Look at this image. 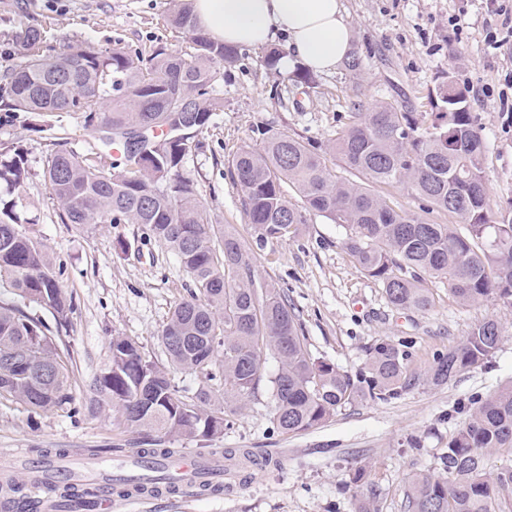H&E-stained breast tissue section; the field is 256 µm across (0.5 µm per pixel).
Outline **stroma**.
<instances>
[{
  "instance_id": "1",
  "label": "stroma",
  "mask_w": 512,
  "mask_h": 512,
  "mask_svg": "<svg viewBox=\"0 0 512 512\" xmlns=\"http://www.w3.org/2000/svg\"><path fill=\"white\" fill-rule=\"evenodd\" d=\"M174 0H0V71L17 62L23 49L15 31L35 26L45 35L40 46L54 56L66 47L90 44L102 51L163 48L188 50L186 34L167 17ZM359 71L339 65L313 73L310 86H294L293 69L266 67V48H242L239 61L220 66L217 91L224 101L208 128L196 133L180 169L192 180L214 222L228 224L244 242L252 230L233 188L228 161L243 145L261 148L259 131L326 146L356 105L381 100L407 112L430 111V97L446 72L469 90V110L487 145L484 175L490 203L512 206V129L501 110L500 91L512 89V40L499 48L486 40L491 16L486 0H342ZM465 11L467 27L456 35L448 17ZM20 149L29 177L18 208L27 231L65 269L64 286L76 300L67 340L75 377L71 394L79 415L68 410L33 414L0 398V454L37 449L106 450L115 460L138 449L140 435L124 427L104 403L93 400L92 380L104 372L115 336L133 339L145 355L163 359L160 330L176 303L186 297L190 279L175 258L149 239L139 224L60 223L57 204L43 178L49 154L57 149L99 158L109 168L117 152L101 157L83 130L79 112L38 115L0 109V149ZM379 194L401 211L435 224L452 223L443 212L425 209L405 185H383ZM337 224L309 216L291 240L255 250L256 276L283 289L294 306L311 352L357 371L376 340L411 343L410 368L423 373L434 353L462 340L485 319L498 322L504 339L489 367L462 373L447 385H417L399 398L348 405L323 426L298 435L271 428L273 402L267 391L241 414L232 416L214 447L248 449L252 463L225 472L229 492L198 490L140 499L120 497L112 512H352L351 496L341 490L350 469L365 463L375 470L382 512H405L404 492L418 472H436L439 457L460 408L475 394H489L512 382V307L488 300L463 306L447 285L425 278L433 296L424 313L391 306L380 286L343 248ZM417 437L420 449L410 448Z\"/></svg>"
}]
</instances>
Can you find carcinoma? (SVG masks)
<instances>
[{
    "label": "carcinoma",
    "instance_id": "carcinoma-1",
    "mask_svg": "<svg viewBox=\"0 0 512 512\" xmlns=\"http://www.w3.org/2000/svg\"><path fill=\"white\" fill-rule=\"evenodd\" d=\"M170 25L189 36L195 54H142L120 47L110 52L82 47L55 56L58 72L32 51L42 42L35 27L15 32L26 53L0 74V105L11 112H81L84 129L121 157L105 171L72 150L47 158L44 180L63 224H141L169 249L192 288L164 323L160 342L166 361L142 354L124 336L110 343L111 361L90 389L114 407L123 423L145 435L141 458L148 474L119 478L118 496L175 494L179 483L158 462L180 454L175 443L210 441L224 435L229 414L242 413L260 387L274 401L273 429L297 434L332 419L339 409L364 399L397 398L418 381L441 386L490 362L503 341L498 323L475 324L465 339L436 353L424 376L410 370L408 346L380 339L369 346L364 368L349 372L307 349L295 308L286 294L255 277L252 252L227 225L213 222L194 183L179 169L189 142L171 138L186 119L200 131L221 110L214 94L218 63L239 60L236 47L217 44L197 26L189 0L174 5ZM432 111L417 117L379 101L352 112L331 143L355 184L333 174L304 141L262 133V148H241L228 172L253 229L256 247L294 237L307 216H322L344 229L342 245L377 281L396 309L426 312L432 306L424 277L439 279L462 305L494 298L512 306V210L493 211L484 180L486 145L469 112L467 90L448 73L431 99ZM149 133L150 152L126 155L130 132ZM19 149L0 153V184L20 191L28 178ZM405 183L431 210L449 213L456 224H432L396 210L371 186ZM294 188L301 204L288 200ZM17 201L0 198V397L34 413L72 404L70 345L63 338L75 301L40 242L22 229ZM51 314L48 322L33 313ZM277 369L265 373L264 361ZM204 378L191 393L174 382L175 372ZM464 420L448 437L440 472L418 473L405 492L406 512H504L512 505V384L475 395ZM508 462L486 472L488 460ZM353 512H381V492L371 467L356 465ZM58 498L95 506L96 488L52 484Z\"/></svg>",
    "mask_w": 512,
    "mask_h": 512
}]
</instances>
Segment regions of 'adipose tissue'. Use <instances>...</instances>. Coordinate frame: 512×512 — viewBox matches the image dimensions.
<instances>
[{"label": "adipose tissue", "instance_id": "ef3b65f1", "mask_svg": "<svg viewBox=\"0 0 512 512\" xmlns=\"http://www.w3.org/2000/svg\"><path fill=\"white\" fill-rule=\"evenodd\" d=\"M197 26L212 41L262 47L286 35L284 65L330 72L351 51L341 0H192Z\"/></svg>", "mask_w": 512, "mask_h": 512}]
</instances>
